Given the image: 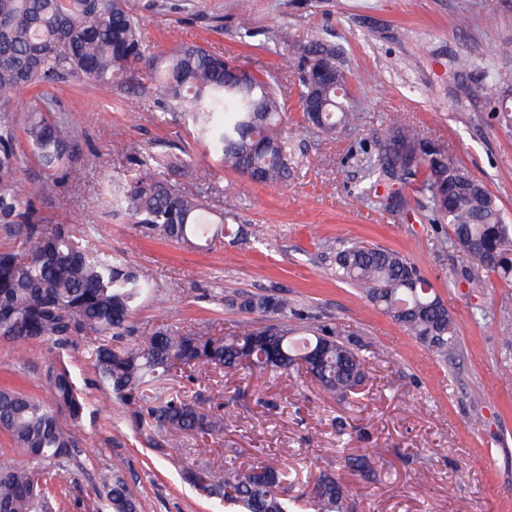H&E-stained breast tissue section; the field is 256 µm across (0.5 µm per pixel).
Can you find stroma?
I'll return each instance as SVG.
<instances>
[{"label":"stroma","mask_w":512,"mask_h":512,"mask_svg":"<svg viewBox=\"0 0 512 512\" xmlns=\"http://www.w3.org/2000/svg\"><path fill=\"white\" fill-rule=\"evenodd\" d=\"M142 24L146 53L197 43L247 70H265L284 84L299 165L287 184L262 185L219 170L207 147L182 126L164 122L153 99L119 96L75 77L12 93L8 104L23 120L40 92H48L74 129L68 181L41 197L46 179L38 163L22 175L25 193L38 197L49 224L93 229L92 245L125 258L171 290L145 300L134 315L140 331L170 322L225 335L268 324L259 313L225 308L221 295L284 293L312 324L356 329L369 362V378L355 401L328 394L304 374L195 372L167 381L166 391L199 395L222 433L208 437L211 464L226 459L269 460L288 473L295 512H314L304 500L320 475L339 478L353 512H512V282L468 274L475 260L446 244L436 224L421 220L411 187L405 214L356 201L366 186L355 156L360 140L383 136L405 119L442 143L497 198L512 224V127L493 110L494 79L512 72V0H127ZM323 38L344 51L358 74L351 92L360 104L358 130L334 136L307 133L284 61L298 43ZM469 57L467 71L453 60ZM170 141L194 164L214 174L224 194L218 205L234 212L246 237L200 250L142 233L113 215L105 188L135 142ZM362 238L400 252L453 312L458 347L437 360L381 308L334 276L330 252L338 241ZM24 357L0 342V388L47 395L46 370L55 356L33 341ZM85 403L74 428L77 447L67 469L47 476L66 493L64 512H95L98 472L124 461V478L138 512H224V504L184 482L193 465L191 436L174 437L159 457L148 437L98 386L86 342L64 353ZM375 452V479L345 467L344 456Z\"/></svg>","instance_id":"1"}]
</instances>
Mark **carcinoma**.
<instances>
[{"mask_svg":"<svg viewBox=\"0 0 512 512\" xmlns=\"http://www.w3.org/2000/svg\"><path fill=\"white\" fill-rule=\"evenodd\" d=\"M296 92L305 122L323 135L355 130L360 124L348 87L352 76L341 52L320 40L299 45ZM72 75L109 87L118 95L152 96L165 115L208 146L221 168L255 183L282 185L297 167L276 84L263 73L240 68L196 44H181L148 56L142 28L125 0H0V93ZM494 111L512 126V76ZM23 132L38 164L49 171L78 147L72 129L52 96L32 102ZM17 121L0 103V341L23 355V346L47 340L57 353L77 339L89 340L99 385L124 407L136 426L148 425L159 439L153 449L167 454L168 434L211 436L221 422L201 401L185 395L161 397L157 385L176 370H268L288 373L300 357H310L307 374L325 391L345 399L365 378L366 358L355 336L336 328L288 327L297 315L286 295L235 292L224 306L261 312L275 323L239 334L209 336L161 323L147 334L133 321L148 278L108 250L90 247L67 224L48 225L36 203L20 187L23 159L15 149ZM130 165L112 176L107 194L112 214L124 215L146 235L177 243L213 247L236 237L231 213H214L208 199L222 192L197 172L186 149L163 143L127 149ZM361 165L374 183L410 184L429 224L448 229L451 244L471 255L477 267L512 281V225L485 184L448 160V151L395 120L383 138L362 147ZM187 182L201 183L196 191ZM356 199L399 212L401 190L387 196L370 190ZM336 278L357 288L368 303L388 313L440 359L457 345L455 320L444 301L414 264L396 251L363 240L339 243L333 255ZM134 337L133 343L124 339ZM49 399L0 389V431L27 461L0 457V512H52L46 470L62 467L76 446L71 424L82 419L85 403L69 371L48 375ZM197 464L183 471L186 482L218 497L231 512H293L283 484L288 475L259 462H234L215 471L209 448L193 449ZM118 460L98 473L107 512H137ZM317 512H344L346 494L333 475L313 488Z\"/></svg>","mask_w":512,"mask_h":512,"instance_id":"1","label":"carcinoma"}]
</instances>
